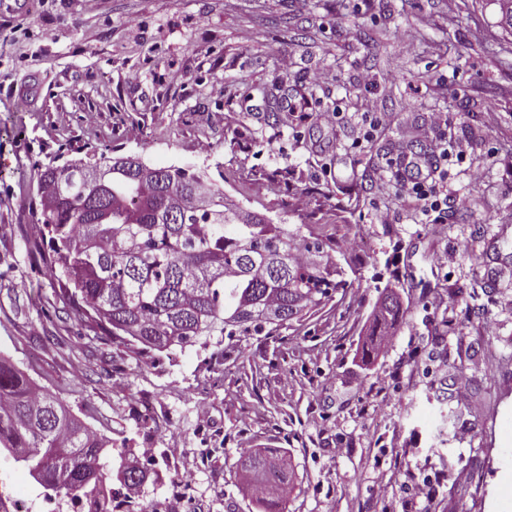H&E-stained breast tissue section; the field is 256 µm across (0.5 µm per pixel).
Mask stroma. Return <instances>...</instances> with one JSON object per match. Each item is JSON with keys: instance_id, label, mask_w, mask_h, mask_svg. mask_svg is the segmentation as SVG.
Wrapping results in <instances>:
<instances>
[{"instance_id": "obj_1", "label": "stroma", "mask_w": 512, "mask_h": 512, "mask_svg": "<svg viewBox=\"0 0 512 512\" xmlns=\"http://www.w3.org/2000/svg\"><path fill=\"white\" fill-rule=\"evenodd\" d=\"M510 45L494 0H32L0 16V355L110 439L103 469L124 446L163 459L138 499L171 512H256L237 462L257 448L295 470L285 512H402L424 482L430 512H512ZM368 98L387 115L374 132ZM444 139L448 221L420 224L368 174L406 158L419 175ZM103 155L191 170L306 226L346 291L268 335L96 339L31 244L44 167ZM387 292L403 315L369 352ZM21 499L45 512L1 452L0 512Z\"/></svg>"}]
</instances>
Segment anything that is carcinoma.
<instances>
[{
  "label": "carcinoma",
  "mask_w": 512,
  "mask_h": 512,
  "mask_svg": "<svg viewBox=\"0 0 512 512\" xmlns=\"http://www.w3.org/2000/svg\"><path fill=\"white\" fill-rule=\"evenodd\" d=\"M112 163L106 157L93 163L112 172L104 191L80 186L81 163L47 167L38 217L62 292L78 291L73 310L112 340L163 351L193 346L202 336L259 332L266 324L256 314L261 306L276 307L287 323L342 287L330 279L327 244L319 239L259 218L234 223L237 204L186 169L161 168L143 187ZM205 197L212 206L197 209ZM108 443L0 357V450L25 455V467L45 490L63 499L100 494L106 478L98 461ZM59 458L69 461L64 478L53 465ZM118 458L125 489L147 481L148 468L127 463L126 450ZM239 466L261 512H283L294 473L281 450L247 451Z\"/></svg>",
  "instance_id": "obj_1"
}]
</instances>
